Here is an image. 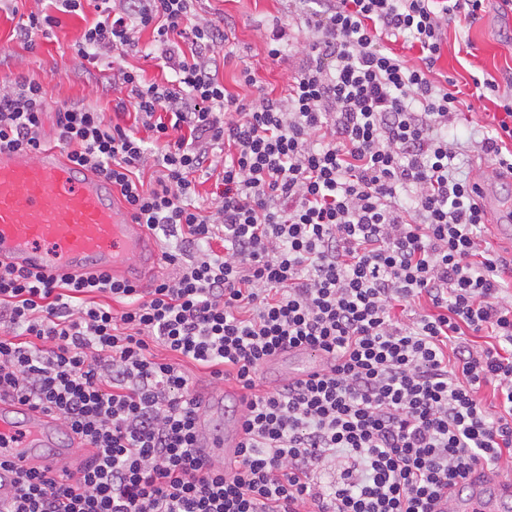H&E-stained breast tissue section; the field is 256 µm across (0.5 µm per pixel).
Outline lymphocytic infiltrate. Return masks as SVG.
<instances>
[{
    "instance_id": "obj_1",
    "label": "lymphocytic infiltrate",
    "mask_w": 512,
    "mask_h": 512,
    "mask_svg": "<svg viewBox=\"0 0 512 512\" xmlns=\"http://www.w3.org/2000/svg\"><path fill=\"white\" fill-rule=\"evenodd\" d=\"M83 2L54 0L18 38L34 48ZM193 3L95 0L78 57L138 56L148 29L173 74L119 66L111 112L51 107L23 76L0 87V150H43L53 121L70 161L177 236L161 256L175 275L139 288L0 265V399L95 450L80 473L19 474L0 512H435L512 460V258L484 246L478 185L458 176L457 81L431 78L449 20L485 0H295L299 28L265 37L271 58L301 50L288 94L249 102L219 77L233 57L220 22ZM475 87L503 111L480 150L512 175V98ZM297 347L325 355L323 371L262 388L265 364ZM189 363L246 396L232 463L198 451Z\"/></svg>"
}]
</instances>
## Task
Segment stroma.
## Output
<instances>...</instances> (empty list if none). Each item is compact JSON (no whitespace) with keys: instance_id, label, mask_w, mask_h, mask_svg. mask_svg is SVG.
<instances>
[{"instance_id":"35a3bbf8","label":"stroma","mask_w":512,"mask_h":512,"mask_svg":"<svg viewBox=\"0 0 512 512\" xmlns=\"http://www.w3.org/2000/svg\"><path fill=\"white\" fill-rule=\"evenodd\" d=\"M48 7L47 0H20L15 7L9 0H0V45H10L13 50L12 57L0 59V85L22 74L42 82L54 102L81 101L111 112L112 95L105 90L112 74L108 58L91 64L73 51L84 28L80 16H61L50 39L35 49H27L13 40L12 33L20 16ZM195 9L209 19L228 15L234 20L233 27L226 32L227 48L232 51L233 60L220 71L229 92L245 99L257 96L262 90L285 94L288 77L299 57L295 54L279 59L268 57L264 35L273 23L292 22L289 0H197ZM245 65L251 67L256 85L241 82L240 69ZM434 72L439 76L456 77L463 85L459 96L463 107L449 132L460 144L463 175L478 180L485 160L477 145L478 130L491 122L496 107L477 99L469 80L474 75L493 79L502 89L512 91V10L503 7L501 0H486L476 22L465 26L449 21L442 56Z\"/></svg>"}]
</instances>
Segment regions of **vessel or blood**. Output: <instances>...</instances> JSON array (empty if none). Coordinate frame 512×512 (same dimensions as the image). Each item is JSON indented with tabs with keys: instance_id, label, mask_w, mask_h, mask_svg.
Wrapping results in <instances>:
<instances>
[{
	"instance_id": "b4317fda",
	"label": "vessel or blood",
	"mask_w": 512,
	"mask_h": 512,
	"mask_svg": "<svg viewBox=\"0 0 512 512\" xmlns=\"http://www.w3.org/2000/svg\"><path fill=\"white\" fill-rule=\"evenodd\" d=\"M479 206L494 236L512 239V200L481 180ZM0 262L37 271L51 279L109 273L133 285L146 283L157 269L158 248L146 225L122 207L111 181L69 162L50 148L33 155L0 152ZM288 376L301 379L321 372L324 358L294 348L282 355ZM221 396L207 393L196 422L206 457L230 461L238 430L218 417ZM60 422L50 413L14 402H0V502L14 493L16 472L52 475L77 469L89 458L80 442L62 444ZM454 512H512V482H472L465 497H453Z\"/></svg>"
}]
</instances>
